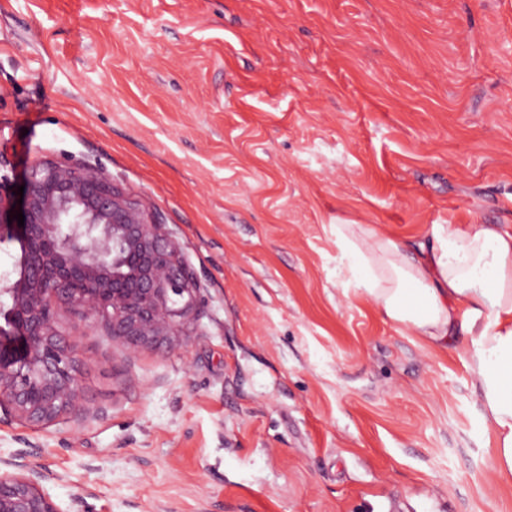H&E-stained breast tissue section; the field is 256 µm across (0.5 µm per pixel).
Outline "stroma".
<instances>
[{"instance_id":"stroma-1","label":"stroma","mask_w":512,"mask_h":512,"mask_svg":"<svg viewBox=\"0 0 512 512\" xmlns=\"http://www.w3.org/2000/svg\"><path fill=\"white\" fill-rule=\"evenodd\" d=\"M83 162L202 288L173 346L57 309L84 408L0 411L59 512H512L463 349L345 288L332 227L512 224V0H0V160Z\"/></svg>"}]
</instances>
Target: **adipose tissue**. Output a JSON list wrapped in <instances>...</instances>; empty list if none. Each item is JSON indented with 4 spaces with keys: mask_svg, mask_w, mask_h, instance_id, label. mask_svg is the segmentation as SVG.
<instances>
[{
    "mask_svg": "<svg viewBox=\"0 0 512 512\" xmlns=\"http://www.w3.org/2000/svg\"><path fill=\"white\" fill-rule=\"evenodd\" d=\"M353 288L400 330L439 349L467 337L498 467L512 474V225L430 224L416 241L337 224Z\"/></svg>",
    "mask_w": 512,
    "mask_h": 512,
    "instance_id": "adipose-tissue-1",
    "label": "adipose tissue"
}]
</instances>
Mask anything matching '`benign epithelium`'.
I'll use <instances>...</instances> for the list:
<instances>
[{
	"label": "benign epithelium",
	"instance_id": "1",
	"mask_svg": "<svg viewBox=\"0 0 512 512\" xmlns=\"http://www.w3.org/2000/svg\"><path fill=\"white\" fill-rule=\"evenodd\" d=\"M0 238L20 243L0 275V408L49 424L82 407L72 350L55 323L77 309L130 349L177 340L197 319L201 287L160 218L104 173L67 161L37 160L23 203L3 190ZM24 226L8 217L18 211ZM0 474V512H59L41 483L49 473L20 460Z\"/></svg>",
	"mask_w": 512,
	"mask_h": 512
}]
</instances>
